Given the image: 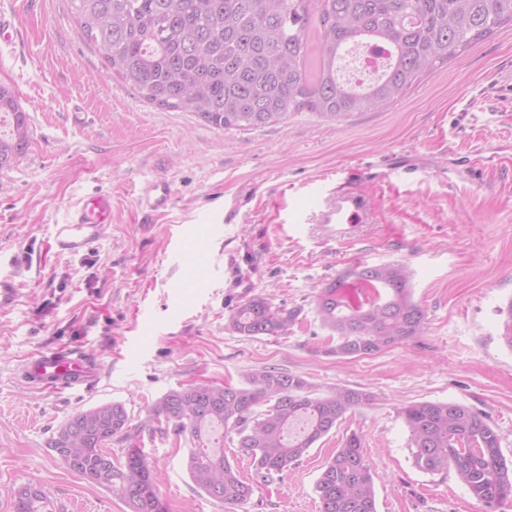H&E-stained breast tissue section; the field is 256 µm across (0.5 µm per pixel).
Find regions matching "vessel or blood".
I'll return each instance as SVG.
<instances>
[{"instance_id":"1","label":"vessel or blood","mask_w":512,"mask_h":512,"mask_svg":"<svg viewBox=\"0 0 512 512\" xmlns=\"http://www.w3.org/2000/svg\"><path fill=\"white\" fill-rule=\"evenodd\" d=\"M364 209L362 196L340 193L326 203L319 213V221L331 227L356 224L360 222ZM111 214L112 200L104 194L76 207L67 223L56 225L55 247L70 254L84 252L97 240L101 224L107 223ZM23 374L30 383L51 391L75 386L88 387L97 382L89 360L72 349L37 355L26 363Z\"/></svg>"}]
</instances>
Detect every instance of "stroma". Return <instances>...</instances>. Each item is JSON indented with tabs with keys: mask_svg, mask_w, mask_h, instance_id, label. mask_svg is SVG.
<instances>
[{
	"mask_svg": "<svg viewBox=\"0 0 512 512\" xmlns=\"http://www.w3.org/2000/svg\"><path fill=\"white\" fill-rule=\"evenodd\" d=\"M20 34L0 47V87L26 112L25 155L0 168V278L18 283L0 309V512L41 486L52 512H128L63 467L50 441L78 411L124 405L129 434L113 456L143 448L166 512H319L315 483L346 435L363 436L378 512H482L455 472L418 470L398 414L418 401L484 411L512 456V26L435 67L392 103L339 122L304 111L288 122L224 131L153 106L110 78L67 0H0ZM165 178L167 208L141 203ZM363 195L367 215L328 237L312 211L332 191ZM107 194L112 221L89 250L57 252L54 225L82 198ZM402 262L425 329L412 342L341 360L326 349L319 289L346 270ZM298 309L285 336L227 327L230 287ZM70 348L99 372L94 388L42 390L21 377L33 356ZM304 376L317 394L362 389L349 412L272 481L224 453L254 486L234 506L200 491L189 437L153 418L164 394L206 380L240 384L248 369Z\"/></svg>",
	"mask_w": 512,
	"mask_h": 512,
	"instance_id": "1",
	"label": "stroma"
}]
</instances>
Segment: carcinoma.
Listing matches in <instances>:
<instances>
[{"label": "carcinoma", "instance_id": "obj_1", "mask_svg": "<svg viewBox=\"0 0 512 512\" xmlns=\"http://www.w3.org/2000/svg\"><path fill=\"white\" fill-rule=\"evenodd\" d=\"M76 27L107 73L131 85L148 103L192 112L223 130H255L308 111L340 121L403 96L437 62L512 24V0H68ZM317 3L318 63L307 60L311 3ZM363 44L388 50L383 75L356 85L341 74L349 50ZM11 128L0 134V168L24 154L28 120L14 96L0 88V114ZM408 268L356 267L316 297L324 327L336 333L327 352L360 358L407 343L425 328L414 302ZM298 311L275 307L261 295L228 311V326L247 337L286 335ZM301 375L262 367L245 383L203 381L160 398L151 413L189 434L187 471L197 488L229 505L247 502L253 486L205 442L215 426L237 436L240 451L264 478L280 473L374 396L339 387L315 396ZM416 468L442 474L454 468L483 512L512 501V458L487 416L455 401H419L399 408ZM121 403L77 412L49 447L66 469L109 491L129 512H165L140 448L114 460L107 447L128 435ZM320 512H378L374 472L363 438L353 432L315 484ZM47 496L19 487L12 512H47Z\"/></svg>", "mask_w": 512, "mask_h": 512}]
</instances>
